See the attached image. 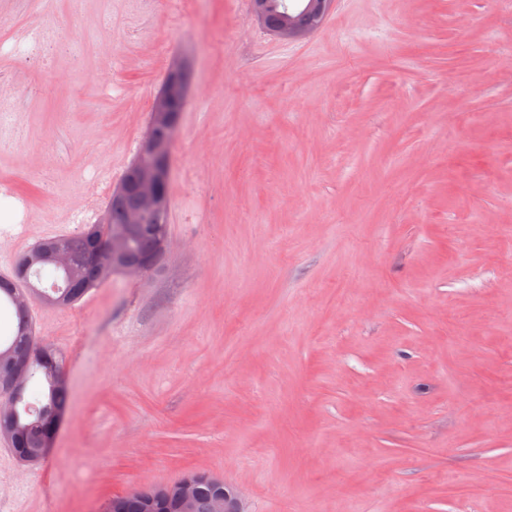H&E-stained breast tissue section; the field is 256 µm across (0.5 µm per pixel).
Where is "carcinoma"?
I'll return each mask as SVG.
<instances>
[{"label": "carcinoma", "mask_w": 512, "mask_h": 512, "mask_svg": "<svg viewBox=\"0 0 512 512\" xmlns=\"http://www.w3.org/2000/svg\"><path fill=\"white\" fill-rule=\"evenodd\" d=\"M262 4L263 27L278 36L283 16L288 14V0H254ZM141 208L137 198L120 190L112 193L107 214L100 224H90L76 235L46 238L28 251L22 259L27 268L24 287L12 288L0 280V310L4 309L16 318V326L9 335L0 337V396L14 403L15 413L0 414V434L13 435L21 449L19 461L35 464L45 456L41 453L45 430L51 422L64 416L69 406L68 380L62 376L66 370V357L54 345L47 344L50 352L43 362L31 366L30 378H40L44 388L38 395L30 396L27 390L11 387L8 371L12 360L27 355L32 349L34 337L29 311L16 302L22 293L50 307H66L80 301L92 289L108 282L113 275L112 267L90 268L86 264L87 251L94 240H112V227L127 223L131 211ZM143 209V208H141ZM168 239V214L143 209L141 228L133 232L126 245V258L135 261L149 254L164 257L162 241ZM56 248L67 251L71 257L68 270L60 271L47 262L46 256ZM217 489L207 480L198 485L193 512H215Z\"/></svg>", "instance_id": "obj_1"}]
</instances>
